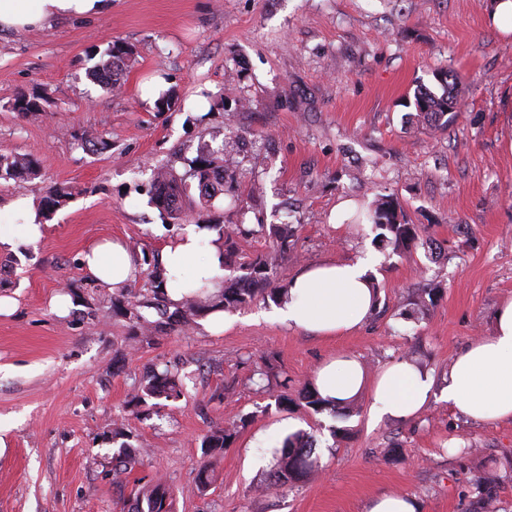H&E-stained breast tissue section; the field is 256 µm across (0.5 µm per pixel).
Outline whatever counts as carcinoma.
<instances>
[{
    "label": "carcinoma",
    "instance_id": "carcinoma-1",
    "mask_svg": "<svg viewBox=\"0 0 512 512\" xmlns=\"http://www.w3.org/2000/svg\"><path fill=\"white\" fill-rule=\"evenodd\" d=\"M131 58V50L114 44L110 46L100 61L91 68L89 76L92 80L113 89L120 84L127 63ZM439 84L436 90L426 86L417 88L414 93V105L417 116L429 121L438 122L447 115L455 116L460 112L456 93L457 78L445 69L435 72ZM13 109L23 115L43 111L42 97L21 96L16 99ZM40 176L38 161L32 155H8L0 153V180H28ZM190 177L196 180L198 203L202 207L211 205L215 198L224 193L223 158L214 151L197 157L191 168ZM72 197V189L67 186L50 187L42 199V209L48 213L58 210ZM186 197L185 180L172 172L159 168L152 179V202L169 217L176 219L184 212ZM370 223L378 230L376 239L387 242L394 248L407 247L416 237L417 228L404 222L401 210L390 197L382 196L374 209L368 214ZM275 242L273 252L257 254L238 265L242 274L231 280L224 281V289L214 295L202 287L185 297L182 304L175 310L167 308L159 310L160 315L170 325H187L192 317L210 312L216 308L226 311L244 307L265 294L278 295L279 288L266 289L271 284L278 259L288 254L294 230L289 224L275 225L272 228ZM182 380L176 374L148 375L140 388L137 400L147 403L149 399L177 400L181 396ZM250 417L242 416L232 428L217 430L202 442L203 454L208 455L216 449L225 447L237 432V427L246 425ZM315 448V440L305 434L296 433L289 436L283 450L271 465L268 486L283 487L289 482L308 474L313 465L311 458ZM137 463L133 449L121 446L113 457L114 470L127 472ZM127 512H176L175 500L169 490L159 481H136L128 498Z\"/></svg>",
    "mask_w": 512,
    "mask_h": 512
}]
</instances>
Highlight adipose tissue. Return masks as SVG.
Masks as SVG:
<instances>
[{
    "mask_svg": "<svg viewBox=\"0 0 512 512\" xmlns=\"http://www.w3.org/2000/svg\"><path fill=\"white\" fill-rule=\"evenodd\" d=\"M111 8L112 0H0V28L40 29L57 18L98 16ZM13 206L26 222L18 232L0 227V249L11 252L37 243L44 231L26 199L17 198ZM80 258L90 276L113 291L124 290L137 274L133 256L118 239L99 242ZM159 264L166 277L165 294L174 306L192 287L219 291L227 275L217 236L196 225L162 248ZM377 303L367 260L325 261L289 281L272 315L287 328L337 338L358 329ZM494 323L492 334L478 338L455 358L445 389L449 405L479 423L512 421V299L498 305ZM314 387L335 406L371 388L373 417L406 419L427 404L433 379L408 361L391 364L372 377L355 356L339 354L319 365Z\"/></svg>",
    "mask_w": 512,
    "mask_h": 512,
    "instance_id": "adipose-tissue-1",
    "label": "adipose tissue"
}]
</instances>
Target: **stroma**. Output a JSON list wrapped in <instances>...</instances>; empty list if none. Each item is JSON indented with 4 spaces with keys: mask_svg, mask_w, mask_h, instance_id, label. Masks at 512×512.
<instances>
[{
    "mask_svg": "<svg viewBox=\"0 0 512 512\" xmlns=\"http://www.w3.org/2000/svg\"><path fill=\"white\" fill-rule=\"evenodd\" d=\"M490 3L112 0L92 19L0 29V150L41 168L33 181L0 180V225L23 224L14 197L37 207L52 185L75 190L45 215L37 245L0 251V296L16 301L0 315V512H121L141 478L161 480L177 512H364L380 493L415 497L422 512H512V421H471L443 397L455 357L512 297V33L490 24ZM116 42L134 62L114 91L87 70ZM441 67L457 73L462 108L422 130L413 94ZM156 79L174 95L163 112L143 97ZM23 94L42 96L43 112L12 110ZM86 131L106 148L78 147ZM228 141L214 206L162 218L149 203L153 171L184 175ZM382 195L418 227L408 250L376 241L365 218ZM191 224L293 225L276 288L307 265L371 256L378 306L336 339L263 319L270 297L226 313L218 333L200 314L141 335L130 301L151 296L161 249ZM112 237L140 261L122 294L80 262ZM58 294L68 314L53 311ZM340 352L372 372L411 359L434 394L406 421L371 422L367 392L313 412L300 393ZM167 369L180 374V399L137 403L147 371ZM283 381L291 402L279 406ZM242 415L249 423L201 488L204 438ZM281 423L315 437L317 467L267 491ZM123 443L138 462L120 475Z\"/></svg>",
    "mask_w": 512,
    "mask_h": 512,
    "instance_id": "35a3bbf8",
    "label": "stroma"
}]
</instances>
